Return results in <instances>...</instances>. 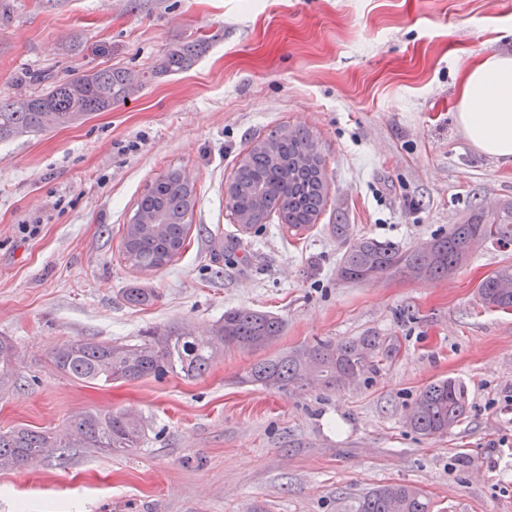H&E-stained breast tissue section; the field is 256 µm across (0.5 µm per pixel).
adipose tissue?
<instances>
[{"mask_svg": "<svg viewBox=\"0 0 512 512\" xmlns=\"http://www.w3.org/2000/svg\"><path fill=\"white\" fill-rule=\"evenodd\" d=\"M453 119L475 151L512 166V55L491 53L466 67Z\"/></svg>", "mask_w": 512, "mask_h": 512, "instance_id": "1", "label": "adipose tissue"}]
</instances>
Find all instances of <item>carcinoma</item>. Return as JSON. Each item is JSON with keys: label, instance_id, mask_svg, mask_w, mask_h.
I'll return each mask as SVG.
<instances>
[{"label": "carcinoma", "instance_id": "1", "mask_svg": "<svg viewBox=\"0 0 512 512\" xmlns=\"http://www.w3.org/2000/svg\"><path fill=\"white\" fill-rule=\"evenodd\" d=\"M199 43L185 44L168 52L161 72H179L200 55ZM133 94L128 72L104 68L51 84L47 90L24 99L0 102V142L19 136H36L51 129L75 125L94 112L112 109ZM329 190L328 175L317 144L303 130L275 132L257 142L241 159L227 191V207L245 229L266 223L271 216L295 232L316 224ZM196 192L177 168L147 185L137 201L136 212L162 218L159 228L151 224L126 225L123 257L145 272L165 268L186 246L189 218L196 205ZM432 247L405 250L389 240L362 236L350 243L336 266V279L359 284L384 276L435 281L460 269L481 246L512 244V202L495 212L472 210L448 233L431 239ZM512 264L504 265L479 284L482 306L512 311ZM123 299L133 306H146L156 297L152 288L138 285L124 289ZM285 321L268 312L247 308L224 311L210 335L198 336L188 326L157 328L133 343L100 341L93 337L61 345L52 354V364L62 375L81 382L110 384L138 382L170 375L196 378L203 375L224 349L255 353L274 346L283 336ZM381 350L378 336L333 341L319 339L298 350L251 365L241 383L266 388L288 385L319 386L325 390L348 385V376L362 377L376 370ZM17 347L0 336V391L17 384ZM468 392L456 379L437 380L420 390L407 423L422 436H441L457 426L467 413ZM146 434L134 414L87 412L63 434L24 427L0 430V469H11L46 459L57 448H90L105 453L138 451ZM354 512H431L430 501L404 484H387L366 492Z\"/></svg>", "mask_w": 512, "mask_h": 512}]
</instances>
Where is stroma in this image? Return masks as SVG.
I'll return each instance as SVG.
<instances>
[{"label": "stroma", "instance_id": "35a3bbf8", "mask_svg": "<svg viewBox=\"0 0 512 512\" xmlns=\"http://www.w3.org/2000/svg\"><path fill=\"white\" fill-rule=\"evenodd\" d=\"M193 39L206 48L192 67L152 76ZM492 52L512 54V0H0V101L109 66L143 84L81 124L0 142V336L19 352L0 429L132 411L146 433L133 455L68 448L0 471V512H349L390 483L431 512H512V311L477 296L512 246L432 282L346 284L347 244L329 230L415 249L512 200V168L477 154L452 117L464 66ZM299 127L325 160L324 212L295 234L274 217L242 229L225 201L238 161ZM174 167L197 192L191 230L166 269L144 273L123 258L124 228ZM134 285L157 299L127 304ZM238 307L284 318L278 353L366 334L399 346L334 391L239 383L259 356L236 350L194 380L104 386L51 362L70 340L205 331ZM448 377L468 390L465 418L418 435L406 413Z\"/></svg>", "mask_w": 512, "mask_h": 512}]
</instances>
